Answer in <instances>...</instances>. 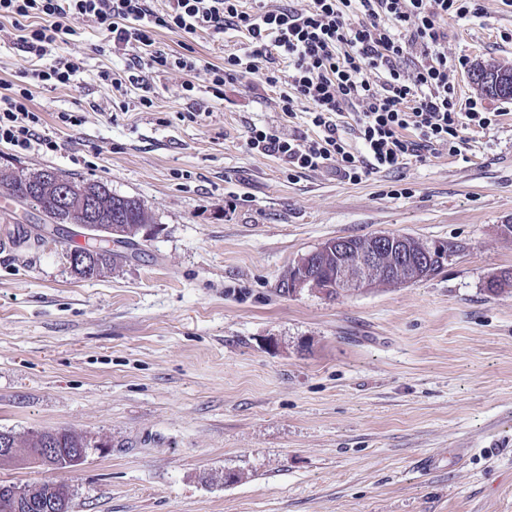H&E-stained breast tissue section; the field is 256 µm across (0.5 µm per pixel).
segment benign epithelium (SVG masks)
<instances>
[{
	"label": "benign epithelium",
	"instance_id": "7a95c632",
	"mask_svg": "<svg viewBox=\"0 0 512 512\" xmlns=\"http://www.w3.org/2000/svg\"><path fill=\"white\" fill-rule=\"evenodd\" d=\"M31 185L32 194L19 200L20 204L29 205L42 214L44 210L38 197L51 196L69 216L81 217V228L86 231L100 230L111 241L125 238L127 225L114 224L110 220L100 223L108 207L95 189L87 185L76 186L59 172L38 175ZM429 256L430 249H417V243L407 235L377 234L360 247L353 246L344 237L332 238L297 262L289 288L295 292L304 288L323 292L338 286L364 290L376 287L386 273L391 275L388 279L391 284L410 283L426 267ZM84 458L85 455L79 453L75 459L61 462L47 451L40 463L52 469L73 468L81 465Z\"/></svg>",
	"mask_w": 512,
	"mask_h": 512
}]
</instances>
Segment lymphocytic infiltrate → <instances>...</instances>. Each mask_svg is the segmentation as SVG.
Listing matches in <instances>:
<instances>
[{"label":"lymphocytic infiltrate","mask_w":512,"mask_h":512,"mask_svg":"<svg viewBox=\"0 0 512 512\" xmlns=\"http://www.w3.org/2000/svg\"><path fill=\"white\" fill-rule=\"evenodd\" d=\"M470 0H307L274 11L263 0H169L156 11L153 0H0V18L12 20L20 51L39 60L23 70L24 84L0 92V142L26 152L57 144L37 132L42 118L31 106L36 83L53 89L69 86L78 62L62 50L82 18L106 34L113 48H140L131 69L158 64L182 72H204L215 96L234 75L260 74L268 86L284 85L276 106L294 113L296 102L309 105L317 134L301 137L279 129L250 126L247 145L273 156L289 170L334 167L355 183L363 176L405 168L414 158L448 150L461 154L466 131L497 122L493 112L461 103L449 80L452 69L441 46V24L465 17ZM165 29L193 34L200 30L246 35L223 65L191 55L155 51L154 34ZM268 64L259 70L258 61ZM348 118L349 137L339 133Z\"/></svg>","instance_id":"f902f5d3"}]
</instances>
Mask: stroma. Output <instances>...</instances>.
Returning <instances> with one entry per match:
<instances>
[{
    "label": "stroma",
    "mask_w": 512,
    "mask_h": 512,
    "mask_svg": "<svg viewBox=\"0 0 512 512\" xmlns=\"http://www.w3.org/2000/svg\"><path fill=\"white\" fill-rule=\"evenodd\" d=\"M477 4L445 22L443 46L468 61L461 101L496 125L469 130L461 155L356 184L248 149L252 124L314 135L304 103L277 112L279 88L241 76L217 98L203 74L159 65L104 87L99 71L123 72L132 53L74 20L64 52L81 71L32 89L38 132L58 148L2 143L0 171L105 182L154 229L88 279L66 244L13 246L9 231L39 218L0 210V431L92 444L72 471L2 461L0 482L66 481L71 512H512V288L486 291L512 269V100L470 79L512 67V0ZM244 41L155 35L162 52L216 65ZM64 111L82 124H62ZM377 233L448 257L414 284L283 293L326 240Z\"/></svg>",
    "instance_id": "stroma-1"
}]
</instances>
